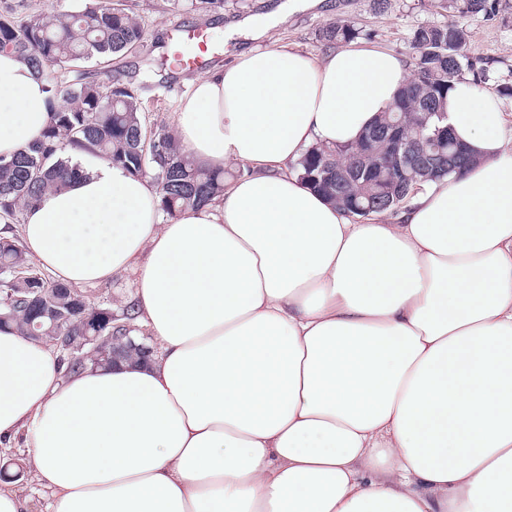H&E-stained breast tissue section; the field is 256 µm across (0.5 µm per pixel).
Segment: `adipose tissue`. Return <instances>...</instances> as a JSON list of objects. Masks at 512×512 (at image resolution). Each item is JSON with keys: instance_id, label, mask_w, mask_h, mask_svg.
I'll use <instances>...</instances> for the list:
<instances>
[{"instance_id": "1", "label": "adipose tissue", "mask_w": 512, "mask_h": 512, "mask_svg": "<svg viewBox=\"0 0 512 512\" xmlns=\"http://www.w3.org/2000/svg\"><path fill=\"white\" fill-rule=\"evenodd\" d=\"M402 56L238 53L173 118L199 165L247 171L164 219L156 187L98 155L23 214L61 283L134 274L148 361L63 378L0 329V445L23 436L48 512H512V120L461 81L447 123L475 157L393 215L356 221L301 180L355 144ZM48 94L0 50V155L38 140Z\"/></svg>"}]
</instances>
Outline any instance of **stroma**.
Returning a JSON list of instances; mask_svg holds the SVG:
<instances>
[{"label":"stroma","instance_id":"obj_1","mask_svg":"<svg viewBox=\"0 0 512 512\" xmlns=\"http://www.w3.org/2000/svg\"><path fill=\"white\" fill-rule=\"evenodd\" d=\"M503 2V9L489 20L469 14H448L444 0H387L383 5L378 0H321L316 7L291 11L271 28L269 36L258 38L248 29L225 37L216 36L210 45L216 55L214 64L218 67L232 62L241 51L263 49L274 43L320 56L330 50L320 38L322 28L338 19H350L360 29L357 45L385 49L407 58L411 55L410 41L414 30L450 21L467 32L469 53L487 62L490 79L486 89L491 92L500 77L512 74V0ZM124 4L140 23L144 39L140 46L112 61L87 63L86 70L95 81H110L115 71H131L141 65L143 59H161L164 50L158 39L169 36L174 27L205 29L210 23L209 16L202 12L168 10L166 0H124ZM167 77V82L153 83L147 93L145 120L148 128L171 126L193 74L171 71ZM28 461V449L18 445L0 447V474L16 475V489L22 497L29 499L31 512H46V490L31 474L20 476L16 473L17 465Z\"/></svg>","mask_w":512,"mask_h":512}]
</instances>
